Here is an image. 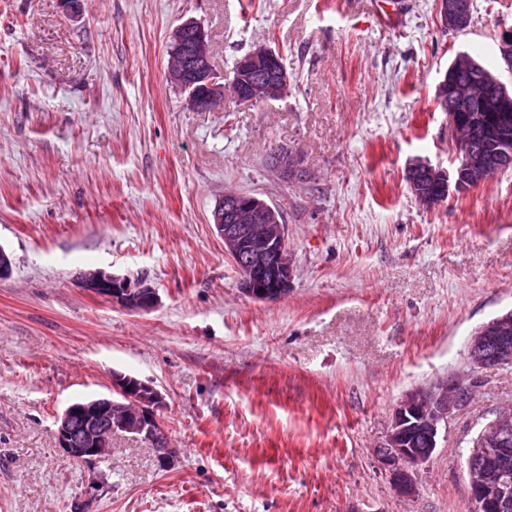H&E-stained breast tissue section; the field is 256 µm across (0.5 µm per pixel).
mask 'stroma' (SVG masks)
I'll return each mask as SVG.
<instances>
[{"label":"stroma","mask_w":512,"mask_h":512,"mask_svg":"<svg viewBox=\"0 0 512 512\" xmlns=\"http://www.w3.org/2000/svg\"><path fill=\"white\" fill-rule=\"evenodd\" d=\"M82 5L0 0V512H471V440L512 406V370L479 371L415 497L376 448L400 399L468 377L470 337L512 310V171L431 209L405 179L453 166L434 98L457 53L512 84V0H474L456 32L438 0ZM189 19L221 77L254 44L279 51L287 95L189 108L165 76ZM277 150L299 178L270 167ZM229 190L283 214L294 275L278 299L246 295L224 253L212 214ZM92 266L158 306L84 291ZM116 372L162 393L174 468L123 433L105 462L63 456L58 415Z\"/></svg>","instance_id":"1"}]
</instances>
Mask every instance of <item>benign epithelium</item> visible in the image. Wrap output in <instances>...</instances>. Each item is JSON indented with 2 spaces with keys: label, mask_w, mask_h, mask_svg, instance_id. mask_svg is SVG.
Masks as SVG:
<instances>
[{
  "label": "benign epithelium",
  "mask_w": 512,
  "mask_h": 512,
  "mask_svg": "<svg viewBox=\"0 0 512 512\" xmlns=\"http://www.w3.org/2000/svg\"><path fill=\"white\" fill-rule=\"evenodd\" d=\"M444 27L450 31L467 28L471 22V0H441ZM192 29L188 43L184 32ZM167 79L187 92L188 105L197 111H210L224 104V82L214 71L208 50L207 33L195 22L186 21L172 34ZM498 50L508 72L512 73V26L499 34ZM488 97L484 113L471 111V94L464 83L443 78L438 89L447 97L448 123L453 130L467 124L493 120V148L474 147L471 141L455 139L457 164L453 173L420 161L408 170L410 186L419 202L431 208L447 198L450 189L467 190L479 186L487 174L512 160V92L496 74L484 79ZM235 98L246 103H268L282 98L289 77L275 50L256 45L245 53L233 73ZM270 165L283 176L295 170L294 159L286 151L271 155ZM214 225L224 239V253L242 269L244 292L260 300H271L288 292L293 279V261L288 251L285 225L276 209L256 196L230 191L213 211ZM77 282L85 291L135 312H149L157 305L155 291L145 284L102 268L85 269ZM472 371L512 367V310L481 325L468 344ZM475 380L457 377L437 380L410 392L396 406L392 421L378 446L377 459L388 472L397 493L412 497L416 493L415 473L438 447L441 427L469 405ZM160 392L136 377L118 374L112 394L69 404L57 418V443L65 458L96 463L111 452L112 435L129 434L150 442L159 467L169 469L177 460L168 430L158 415ZM424 437L426 448L419 452L411 440L412 432ZM466 477L474 512H497L512 501V479L505 467L492 469L488 460L503 457L512 444V414L498 413L473 439Z\"/></svg>",
  "instance_id": "7a95c632"
}]
</instances>
